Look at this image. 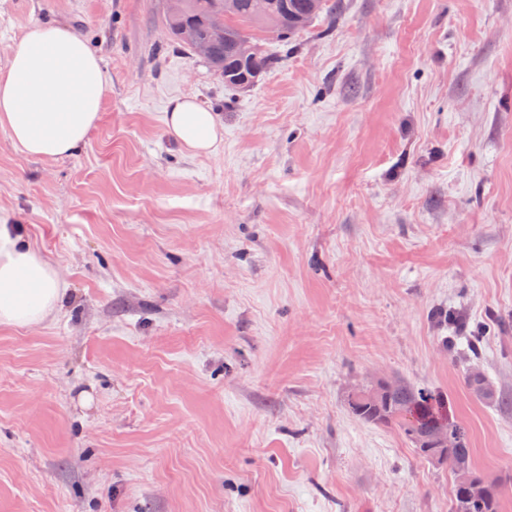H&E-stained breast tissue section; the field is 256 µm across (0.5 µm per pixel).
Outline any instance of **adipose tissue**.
Here are the masks:
<instances>
[{"instance_id": "1", "label": "adipose tissue", "mask_w": 512, "mask_h": 512, "mask_svg": "<svg viewBox=\"0 0 512 512\" xmlns=\"http://www.w3.org/2000/svg\"><path fill=\"white\" fill-rule=\"evenodd\" d=\"M107 85L100 58L69 27L33 26L0 68V128L28 156L68 157L96 127ZM165 122L176 142L197 155L216 149L224 130L217 113L187 98L171 102ZM65 292L20 226L0 217V326L43 322Z\"/></svg>"}]
</instances>
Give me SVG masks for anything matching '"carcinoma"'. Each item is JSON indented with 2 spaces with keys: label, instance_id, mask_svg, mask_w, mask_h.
I'll return each mask as SVG.
<instances>
[{
  "label": "carcinoma",
  "instance_id": "carcinoma-1",
  "mask_svg": "<svg viewBox=\"0 0 512 512\" xmlns=\"http://www.w3.org/2000/svg\"><path fill=\"white\" fill-rule=\"evenodd\" d=\"M266 12L258 13L256 0H234L228 17L229 36L224 43L213 47L211 54L203 59L209 68L224 80L226 88H241L252 85L260 74L272 69L278 57L259 51L252 62L243 60L238 45L248 41L258 45L253 32L263 31L269 26L278 27L283 44L300 32L293 23L297 14H308L307 22H312L321 13L331 9L329 0H319L320 7L311 11V0H265ZM221 10V0H181L175 13L164 11L163 23L170 36V44L190 55H195L194 44L184 40L181 31L184 27L194 30L195 39L202 41L208 36L210 22L217 18ZM465 384L480 398L502 406L509 402L494 390L485 377L479 373L465 376ZM349 409L357 419L374 425H395L415 444L416 450L424 459L428 453L421 447L422 436L435 422L448 423L451 436L446 448L448 464L446 468L454 472L464 466L475 478L483 477L473 463L472 449L469 448L467 433L457 422L448 416V402L442 394L424 387H414L401 380L388 383L383 400L372 402L363 398L349 400ZM499 500L497 485H492L482 499L467 500L458 487H453L451 512H498Z\"/></svg>",
  "mask_w": 512,
  "mask_h": 512
}]
</instances>
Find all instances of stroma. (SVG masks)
Listing matches in <instances>:
<instances>
[{
  "label": "stroma",
  "instance_id": "1",
  "mask_svg": "<svg viewBox=\"0 0 512 512\" xmlns=\"http://www.w3.org/2000/svg\"><path fill=\"white\" fill-rule=\"evenodd\" d=\"M234 90L164 0H0V67L62 23L108 91L71 156L0 129V213L69 288L0 326V512H448L452 476L351 390L447 396L512 512V0H332ZM224 122L194 156L172 98ZM435 308L482 354H448ZM465 384L476 396L483 400L497 403L498 405L508 406L509 402L503 395L494 390L488 381L480 373H470L465 376Z\"/></svg>",
  "mask_w": 512,
  "mask_h": 512
}]
</instances>
